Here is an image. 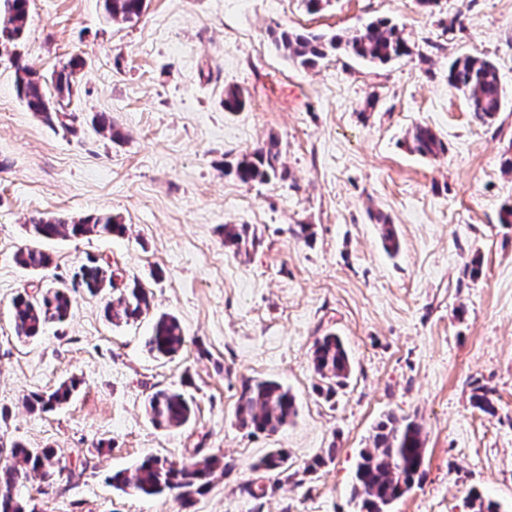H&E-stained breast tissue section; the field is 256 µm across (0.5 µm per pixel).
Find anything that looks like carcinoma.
I'll list each match as a JSON object with an SVG mask.
<instances>
[{
    "label": "carcinoma",
    "mask_w": 512,
    "mask_h": 512,
    "mask_svg": "<svg viewBox=\"0 0 512 512\" xmlns=\"http://www.w3.org/2000/svg\"><path fill=\"white\" fill-rule=\"evenodd\" d=\"M103 11L114 22H133L141 17L147 0H101ZM30 0H0V55H7L14 69L18 98L27 109L52 125L59 114L67 111L73 96L79 92L78 74L84 66L79 57H72L52 73L51 79L30 68L18 48L28 34ZM275 47L295 65L314 67L330 53L343 49L374 64H387L412 54L411 46L395 25L377 20L363 30L344 39L313 32H297L277 27L269 30ZM448 86L465 97L475 120L488 124L494 121L503 105V89L497 66L486 58L461 56L448 68ZM245 101L237 86L224 89V109L239 110ZM96 133L117 137L111 119L96 114L91 120ZM404 144L425 158H434L447 150L445 143L428 126L418 124L408 132ZM276 143L246 154L236 165V176L243 183L265 182L278 174ZM380 233L385 249L395 254L399 242L393 225L379 219ZM124 225L110 214L90 215L67 221L56 217L31 219L33 237L50 239L57 236L121 235ZM224 242L234 246L249 242L247 227L224 225ZM17 264L31 271H41L52 264L51 256L36 247L26 246L15 256ZM116 273L107 270L95 260L80 266L69 279H61L30 295L21 293L13 300V326L19 338L39 336L50 323H62L70 315L72 297L83 290L91 295L101 294L115 287ZM150 292L139 283L125 288L117 302L108 303L107 318L111 321L136 320L148 313ZM185 333L180 321L171 314L159 315L153 324L145 347L157 358H172L184 347ZM313 365L325 382L326 396L335 395L350 374L348 354L341 339L333 333L319 338L313 350ZM74 378L61 382L49 392L37 394L29 406L40 411H51L69 402L77 390ZM473 406L489 414L495 413L489 391L479 388L472 396ZM147 412L153 425L159 428H179L187 425L193 415V403L183 393L158 389L147 399ZM297 416L294 396L272 379L251 380L244 383L239 393L236 417L239 424L255 433L274 434ZM371 446L359 453L350 501L357 512H392L394 503L402 498L424 475L426 438L421 426L409 416L387 413L372 428ZM12 464L0 470V490H9L17 483L37 473L48 480L45 466L56 457L50 448H28L16 443L11 449ZM235 467L231 461L218 456H207L188 464L175 465L165 458L149 456L130 471L112 475V487L125 493L152 497L176 492L185 502L208 488L216 473L227 475ZM265 473L280 475L288 470V455L281 448H272L257 463ZM473 512H500L499 504L485 499L479 493L471 494Z\"/></svg>",
    "instance_id": "obj_1"
}]
</instances>
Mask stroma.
<instances>
[{"label":"stroma","instance_id":"35a3bbf8","mask_svg":"<svg viewBox=\"0 0 512 512\" xmlns=\"http://www.w3.org/2000/svg\"><path fill=\"white\" fill-rule=\"evenodd\" d=\"M378 19L402 30L410 56L376 65L340 49L303 69L268 36L281 25L345 37ZM22 52L47 76L72 56L85 61L70 131L30 112L0 61V467L17 442L55 450L64 469L54 485L25 483L36 512H354L359 452L388 412L426 437L424 477L393 512H471L474 491L512 512V224L500 221L512 201L501 164L512 157V0H330L318 14L303 0H148L131 23L108 20L98 0H31ZM462 55L499 70L493 123L475 121L448 85ZM228 86L243 90L242 110L225 111ZM101 112L120 141L91 128ZM418 123L446 153L403 146ZM272 138L282 177L240 182L231 166ZM94 213L112 214L124 235L44 240L46 271L16 264L31 218ZM379 214L395 226L396 254L382 246ZM228 224L247 225L255 246L225 245ZM90 258L140 281L150 313L115 325L105 316L115 292L79 293L65 324L17 338L14 297ZM163 313L186 336L171 359L144 346ZM328 333L351 365L329 401L312 366ZM71 377L80 385L69 404L28 409ZM253 379L296 398L277 434L236 421ZM478 387L495 413L473 406ZM159 388L192 400L187 426L150 422ZM272 448L287 450L288 476L257 503L239 487L261 480L254 466ZM148 455H217L235 468L188 505L113 488L112 472Z\"/></svg>","mask_w":512,"mask_h":512}]
</instances>
